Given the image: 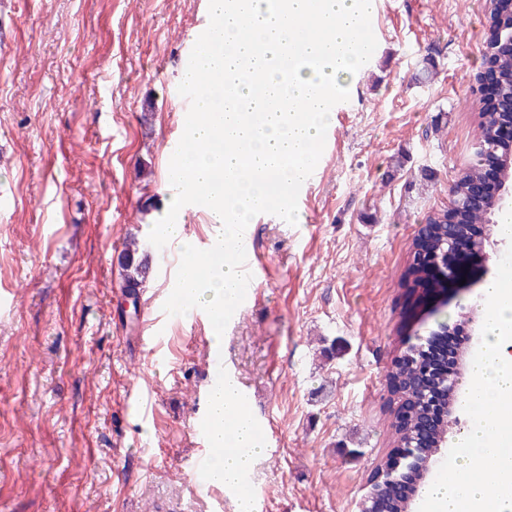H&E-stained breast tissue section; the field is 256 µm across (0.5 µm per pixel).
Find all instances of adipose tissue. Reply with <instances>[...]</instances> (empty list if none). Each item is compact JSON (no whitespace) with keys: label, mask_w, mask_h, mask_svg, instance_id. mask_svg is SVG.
Returning <instances> with one entry per match:
<instances>
[{"label":"adipose tissue","mask_w":512,"mask_h":512,"mask_svg":"<svg viewBox=\"0 0 512 512\" xmlns=\"http://www.w3.org/2000/svg\"><path fill=\"white\" fill-rule=\"evenodd\" d=\"M237 276L234 267L219 262L192 261L187 263L184 273L174 285L184 304L192 307L202 305L212 311L213 340L219 345L224 342V304ZM238 391V383H226L224 388L213 393L210 407L213 447H223L229 441L237 449L234 456L216 458L210 470L213 479L227 486L236 484L239 477L251 469L260 451L249 416L239 414L236 407Z\"/></svg>","instance_id":"adipose-tissue-1"}]
</instances>
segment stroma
Listing matches in <instances>:
<instances>
[{
    "instance_id": "35a3bbf8",
    "label": "stroma",
    "mask_w": 512,
    "mask_h": 512,
    "mask_svg": "<svg viewBox=\"0 0 512 512\" xmlns=\"http://www.w3.org/2000/svg\"><path fill=\"white\" fill-rule=\"evenodd\" d=\"M208 0H0V512H235L194 491L209 325L172 312L145 347L117 255L168 212L180 74ZM370 63L333 108L296 224L252 220L269 278L224 332V360L271 440L250 471L257 512H357L395 446L388 375L407 344L496 275L430 302L408 279L428 214L475 161L485 0H372ZM434 58L427 83L413 79ZM158 206L143 211L147 198ZM170 245L138 292L169 294Z\"/></svg>"
}]
</instances>
